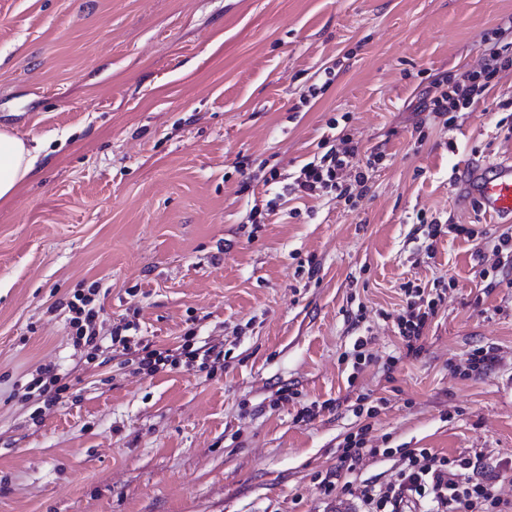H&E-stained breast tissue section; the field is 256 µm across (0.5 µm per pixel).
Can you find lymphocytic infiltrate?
I'll return each mask as SVG.
<instances>
[{"mask_svg":"<svg viewBox=\"0 0 512 512\" xmlns=\"http://www.w3.org/2000/svg\"><path fill=\"white\" fill-rule=\"evenodd\" d=\"M487 47L479 69L466 70L439 80L437 92L427 95L422 109L456 120L458 113L472 111L481 101L491 81L501 72L512 69V16L506 26L492 30L486 39ZM359 152L357 144L347 136H340L336 145L322 155L314 157L302 168V174L291 185L293 193L308 197L336 194L338 198L352 200L355 193L365 192L367 175L352 171L351 162ZM410 313L397 324L398 334L406 350L419 354L420 340L438 311V298H425L423 289L406 282L403 286ZM96 294L88 292L74 295L64 301L70 313L69 325L73 329L75 345L99 351L103 345L111 349L125 348L129 338L121 329H113L110 338L99 336L96 330ZM403 460L395 480L382 485H336L324 478L320 488L324 495L341 490L355 500L358 512H415L426 507L427 512H512V500L503 498L491 478L479 470L472 458L448 457L429 448H404Z\"/></svg>","mask_w":512,"mask_h":512,"instance_id":"obj_1","label":"lymphocytic infiltrate"}]
</instances>
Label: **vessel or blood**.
I'll return each mask as SVG.
<instances>
[{"label":"vessel or blood","instance_id":"b4317fda","mask_svg":"<svg viewBox=\"0 0 512 512\" xmlns=\"http://www.w3.org/2000/svg\"><path fill=\"white\" fill-rule=\"evenodd\" d=\"M457 197L462 204L477 199L486 217L512 222V160L470 164Z\"/></svg>","mask_w":512,"mask_h":512}]
</instances>
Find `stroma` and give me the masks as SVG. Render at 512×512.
Returning a JSON list of instances; mask_svg holds the SVG:
<instances>
[{"label": "stroma", "mask_w": 512, "mask_h": 512, "mask_svg": "<svg viewBox=\"0 0 512 512\" xmlns=\"http://www.w3.org/2000/svg\"><path fill=\"white\" fill-rule=\"evenodd\" d=\"M511 15L512 0H0V127L47 146L0 203V512H353L320 481L389 482L402 448L482 454L512 500V286L482 275L512 223L458 213L454 182L512 157V71L455 126L419 109ZM331 130L376 157L367 194H284ZM424 218L475 236L427 258ZM410 280L447 288L416 355L397 333ZM90 287L101 335L131 321L151 348L221 358L152 375L118 350L89 358L55 304ZM488 346L495 362L469 371ZM46 365L69 389L41 410L17 385ZM359 432L380 454L344 466Z\"/></svg>", "instance_id": "stroma-1"}]
</instances>
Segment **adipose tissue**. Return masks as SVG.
<instances>
[{"mask_svg": "<svg viewBox=\"0 0 512 512\" xmlns=\"http://www.w3.org/2000/svg\"><path fill=\"white\" fill-rule=\"evenodd\" d=\"M43 148L8 129H0V201L12 198L18 189L41 170Z\"/></svg>", "mask_w": 512, "mask_h": 512, "instance_id": "1", "label": "adipose tissue"}]
</instances>
